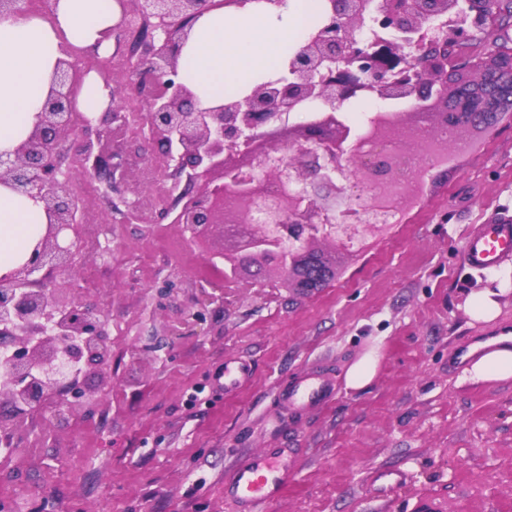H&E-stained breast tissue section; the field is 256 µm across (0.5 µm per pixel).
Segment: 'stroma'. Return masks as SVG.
Listing matches in <instances>:
<instances>
[{"label":"stroma","mask_w":512,"mask_h":512,"mask_svg":"<svg viewBox=\"0 0 512 512\" xmlns=\"http://www.w3.org/2000/svg\"><path fill=\"white\" fill-rule=\"evenodd\" d=\"M512 209V115L470 146L449 149L387 233L336 257L324 288L295 296L284 284L226 285L201 327L168 333L208 282L223 283L220 234L190 242L178 225L144 228L95 199L109 228L89 253L79 294L110 318L112 390L93 414L46 423L35 415L18 448L0 453V502L11 512H234L224 479L248 453L289 449L293 480L261 512H512V380L473 383L457 354L512 330V291L490 323L468 312L471 291L500 289L512 260L468 267L467 238ZM170 294H163L165 284ZM377 359L368 386L349 368ZM254 370L225 394V359ZM336 381L325 406L280 399L300 378ZM404 481L367 491L374 470Z\"/></svg>","instance_id":"1"}]
</instances>
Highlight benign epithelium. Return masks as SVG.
I'll return each instance as SVG.
<instances>
[{
	"mask_svg": "<svg viewBox=\"0 0 512 512\" xmlns=\"http://www.w3.org/2000/svg\"><path fill=\"white\" fill-rule=\"evenodd\" d=\"M27 0H0V16L24 15ZM120 29L139 24L120 69L112 57L64 51L29 136L0 152V184L44 203L47 224L29 257L0 275V342L11 350L0 366V446L14 448L27 418L57 400L79 409L87 390L72 367L112 385L109 319L76 293L86 250L79 238L90 198L74 189L102 177L111 208L156 224L167 217L194 240L224 232V281L252 269L273 272L305 296L335 275L324 244L350 252L387 231L418 174L459 148L469 131L498 123L466 109L471 92L493 77L512 86V51L473 60L457 41L485 34L504 0H326L323 25L289 57L284 73L241 97L207 109L180 78L179 58L203 14L243 0H118ZM376 25L388 32L365 40ZM104 76L110 102L96 117L76 110L90 72ZM141 112L126 106L129 92ZM364 92L405 101L378 110L361 130L340 105ZM313 108L309 123L288 114ZM139 128L130 149L127 133ZM163 179L175 193L161 209L132 206ZM183 311L182 325L202 320L205 302Z\"/></svg>",
	"mask_w": 512,
	"mask_h": 512,
	"instance_id": "benign-epithelium-1",
	"label": "benign epithelium"
}]
</instances>
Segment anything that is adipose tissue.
Instances as JSON below:
<instances>
[{"label":"adipose tissue","mask_w":512,"mask_h":512,"mask_svg":"<svg viewBox=\"0 0 512 512\" xmlns=\"http://www.w3.org/2000/svg\"><path fill=\"white\" fill-rule=\"evenodd\" d=\"M323 0H285L268 9L245 0L234 15L204 14L180 57V76L200 107L222 104L228 87L249 88L275 78L300 45L311 15ZM120 16L115 0H57L50 15L0 17V152L12 150L31 131L49 92L61 44L79 37L85 48L106 54ZM47 216L42 203L0 186V274L23 263ZM464 379H512V338L499 336L474 345Z\"/></svg>","instance_id":"1"}]
</instances>
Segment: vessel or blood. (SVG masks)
I'll list each match as a JSON object with an SVG mask.
<instances>
[{
  "label": "vessel or blood",
  "mask_w": 512,
  "mask_h": 512,
  "mask_svg": "<svg viewBox=\"0 0 512 512\" xmlns=\"http://www.w3.org/2000/svg\"><path fill=\"white\" fill-rule=\"evenodd\" d=\"M512 259V223L479 226L466 241L463 260L470 268L484 271ZM224 389L231 392L250 377V367L243 361L224 365ZM336 394L335 387L318 375L303 377L288 387L283 398L298 406L320 407ZM294 464L286 449L265 448L247 455L226 477L224 494L235 501L239 512H258L260 505L277 498L287 486Z\"/></svg>",
  "instance_id": "vessel-or-blood-1"
}]
</instances>
